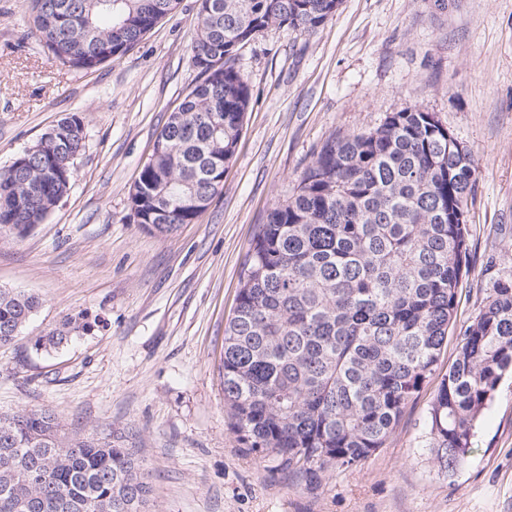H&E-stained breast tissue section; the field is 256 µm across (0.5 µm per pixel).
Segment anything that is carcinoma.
<instances>
[{"label": "carcinoma", "mask_w": 512, "mask_h": 512, "mask_svg": "<svg viewBox=\"0 0 512 512\" xmlns=\"http://www.w3.org/2000/svg\"><path fill=\"white\" fill-rule=\"evenodd\" d=\"M341 0H200L190 62L198 81L158 134L130 196L133 220L165 237L227 173L251 92L238 50L271 28L311 34ZM46 58L75 71L128 53L179 0H29ZM24 169L0 170V232L55 210L84 148L72 115ZM475 159L429 112L403 108L377 128L332 135L288 202L259 225L224 329V405L246 447L316 487L383 447L435 375L467 267ZM0 289V346L38 308ZM101 320L80 311L35 339L50 354ZM512 371V281L499 280L464 330L431 401L429 447L461 466L478 418ZM148 473L132 449L67 442L55 413L0 418V512H146Z\"/></svg>", "instance_id": "1"}]
</instances>
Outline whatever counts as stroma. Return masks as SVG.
Segmentation results:
<instances>
[{
	"instance_id": "1",
	"label": "stroma",
	"mask_w": 512,
	"mask_h": 512,
	"mask_svg": "<svg viewBox=\"0 0 512 512\" xmlns=\"http://www.w3.org/2000/svg\"><path fill=\"white\" fill-rule=\"evenodd\" d=\"M198 10L179 0L133 50L74 71L46 59L26 0H0V168L64 117L85 127L69 194L27 235L0 234V288L40 299L0 347V415L51 409L67 435L116 436L149 474V512H512V375L454 473L429 448V385L383 448L312 489L239 442L222 381L259 224L328 138L405 107L431 113L477 160L447 372L491 288L512 280V0H342L312 35H257L236 58L251 102L224 189L160 238L134 223L129 192L197 80ZM80 311L100 327L49 355L33 349Z\"/></svg>"
}]
</instances>
